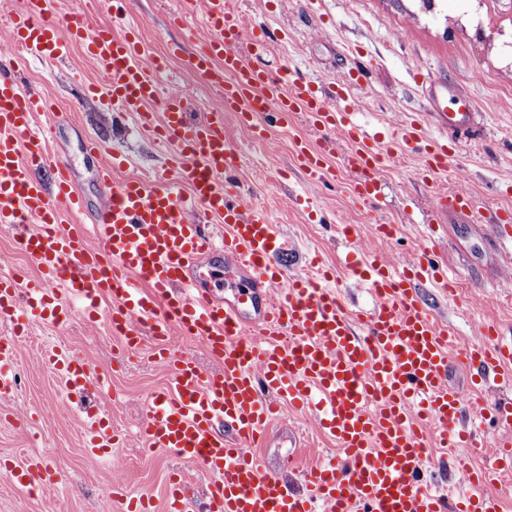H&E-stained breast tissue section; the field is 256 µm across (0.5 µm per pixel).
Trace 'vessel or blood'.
Masks as SVG:
<instances>
[{"label": "vessel or blood", "mask_w": 512, "mask_h": 512, "mask_svg": "<svg viewBox=\"0 0 512 512\" xmlns=\"http://www.w3.org/2000/svg\"><path fill=\"white\" fill-rule=\"evenodd\" d=\"M50 5L51 0H31L29 8L12 13L13 42L49 63L63 56L66 43L80 45L105 76L103 85L88 86V95L117 116L134 115L140 130L167 146L169 163L190 194L180 197L154 178L114 182V169L127 163L116 154L98 170L111 193L92 234L75 229L73 218L83 201L67 165L34 130L36 113L55 111L56 104L26 88L15 65L0 66V224L21 226L20 247L40 272L23 292L14 281L0 279V325L10 330L0 336V402L17 398L11 354L28 337L32 321L61 326L77 315L92 325L103 319L121 336L126 352H135L143 336H151L155 357L172 370L166 386L146 399L149 420L139 429L146 451L172 453L209 476L205 498L194 502L181 474L173 473L168 512H498L486 486L512 474V401L483 406L474 388L503 377L512 380V338L485 323L476 339L457 343L453 330L418 301L423 282H433L448 296L456 286L424 253L397 268L378 254L352 248L349 266L376 301L357 313L348 310L329 272L303 276L279 263L285 239L243 200L241 154L226 127L228 112L246 126L260 112H302L317 130L341 132L351 146L349 165L369 175L356 184V195L378 196L380 183L371 174L389 156L354 121L345 90L331 97L313 81L283 88L250 62L266 50L264 36L243 38L242 17L230 0H204L208 34L186 68L223 96L224 109L195 120L182 91H162L161 64L143 63L139 36L89 28L85 11L73 8L64 18L67 35L59 37L48 19ZM469 109L464 102L453 112L439 110L444 138L424 144L420 131L405 128L399 139L404 147L424 148L430 170H440L449 140L473 129ZM300 146L311 181L332 176L330 141L304 140ZM42 170L49 180L39 178ZM197 207L222 219L223 235L191 219ZM430 213L435 224L458 214L476 215L471 196L445 191L435 192ZM220 255L242 272V291L231 303L217 298L194 273L202 259ZM273 287L280 290L274 302L266 295ZM63 293L83 298L82 311L61 303ZM104 299L112 302L105 314L99 308ZM176 333L201 342L222 372L207 375L190 349H174ZM456 353L472 370L473 388L448 382V361ZM44 361L62 378L68 396L91 389L80 354L54 346ZM283 398L313 412L339 454L338 461L307 470L299 493L265 473L250 453L265 439ZM473 411L504 433L488 471L467 465L483 445L464 423ZM424 423L441 447L455 451L457 490H437L428 472ZM83 430L92 454L115 456L119 439L108 411H89ZM9 472L21 489L55 481L36 460L10 466Z\"/></svg>", "instance_id": "1"}]
</instances>
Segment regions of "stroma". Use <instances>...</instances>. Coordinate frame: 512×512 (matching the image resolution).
Here are the masks:
<instances>
[{
    "label": "stroma",
    "instance_id": "35a3bbf8",
    "mask_svg": "<svg viewBox=\"0 0 512 512\" xmlns=\"http://www.w3.org/2000/svg\"><path fill=\"white\" fill-rule=\"evenodd\" d=\"M246 31L265 29L270 37L258 66L273 75L311 79L323 88L346 82L357 63L368 67L349 96L361 111L367 131L383 132L398 125L433 126L431 87H448L456 100L476 107L478 132L452 145L446 169L436 183L426 182L424 151H404L377 174L381 192L377 203L359 199L354 187L358 171L347 164L349 145L336 139L329 163L336 172L333 185L311 183L297 157V139L310 141L320 134L303 113L287 117L268 130V144L255 140L252 129L227 115L230 136L242 151L241 181L250 204L262 210L278 232L298 248L282 256L286 266L303 271L305 255L334 267L344 296L354 308L370 305L366 289L356 287L345 263V243L336 233L339 224L355 225L363 253L378 251L393 263L412 259L426 247L434 248L442 263L456 269L457 293L440 295L423 284V308L455 329L461 341L475 338L479 327L494 322L512 331V275L505 271L507 253L495 244L488 226L495 214L512 211V49L488 47L461 21L462 12L476 14L490 31L512 30V11L503 0H443L440 12L424 13L419 0H235ZM121 26L137 31L146 50L168 57L161 77L163 87L179 85L200 116L224 108L221 95L185 71L184 61L168 56L173 44L185 53L199 50L205 34L201 9H188L185 0H130ZM18 74L31 89L55 99L58 115H39L37 126L53 130L51 149L69 165L84 209L79 224L91 232L94 217L110 189L97 175L98 160L82 151L91 135L108 149L125 155L128 164L117 179L146 177L162 170L165 154L134 121L115 124L111 112L83 98L82 87L101 76L79 47L48 65L23 55ZM474 196L483 222L451 220L430 225V203L435 189ZM310 198L332 227L308 219L302 198ZM377 224H397L398 239L386 242L373 233ZM16 275L18 284L36 279L35 263L18 247L17 231L0 227V277ZM51 345L68 347L85 357L92 375L108 379V394L99 396L112 426L123 437L121 464L99 458L84 445L83 405L68 402L64 382L43 362ZM151 337H144L138 353L127 356L119 336L103 325L74 319L69 326L34 323L19 343L13 360L22 373V389L15 407L30 412L27 424L0 423V458L15 463L35 458L54 472L53 486L32 494L16 489L8 472L0 471V512H122V499H107L112 484L150 500L153 512H165L170 473L184 469L192 498L201 499L208 475L196 464L181 465L173 454L149 456L136 431L144 418V399L164 388L167 364L155 358ZM286 421L274 424L254 455L267 471L290 489L302 487L306 466L336 455V443L325 436L306 414L287 411Z\"/></svg>",
    "mask_w": 512,
    "mask_h": 512
}]
</instances>
